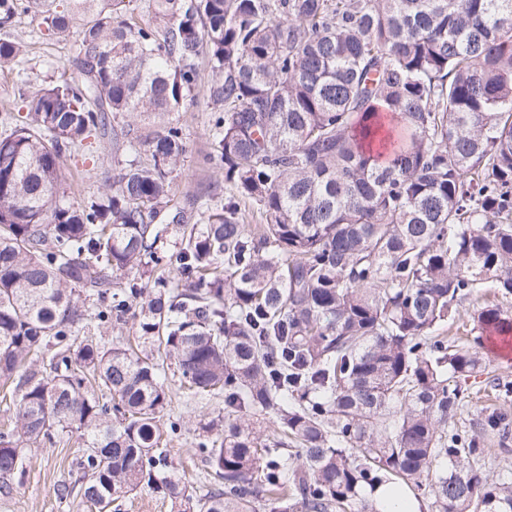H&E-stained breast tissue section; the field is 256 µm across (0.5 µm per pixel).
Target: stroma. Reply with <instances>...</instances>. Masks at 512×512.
I'll list each match as a JSON object with an SVG mask.
<instances>
[{
    "instance_id": "obj_1",
    "label": "stroma",
    "mask_w": 512,
    "mask_h": 512,
    "mask_svg": "<svg viewBox=\"0 0 512 512\" xmlns=\"http://www.w3.org/2000/svg\"><path fill=\"white\" fill-rule=\"evenodd\" d=\"M10 32L21 41L27 53L18 66L0 70V105L8 103V110L0 108V133H7L17 119L26 114L25 100L30 90L67 72L77 77L67 41L47 35L33 15L23 12L12 23ZM211 105L204 95H197L177 112L188 151L173 175L171 184V208L163 212L160 223L170 222L174 210L191 211L192 199L200 191L224 181V172L218 166L207 163L210 151L208 124ZM122 153L105 140L93 145H78L63 158L64 199L70 202H86L100 197L109 186ZM495 301L508 316L512 317V295L494 293L485 288L466 299L461 305L462 318L448 326L444 334L449 341L472 344L475 337L487 336L479 316L488 301ZM482 370L466 381L467 396L459 407L454 422L459 428H470L495 412L512 415V356L506 357L491 347L482 350ZM499 379L503 392H495L488 385L489 379ZM170 409L182 419V431L168 444L171 456L182 464V477L191 487H199L203 466L191 450L202 424L223 416V400L214 399L202 403L188 401L181 390H173ZM85 446L78 433L61 432L53 443L25 453L22 472L15 474L11 494H0V512H91L79 505L76 497L63 498L58 494L60 485L77 488L80 474L76 459Z\"/></svg>"
}]
</instances>
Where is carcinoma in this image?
<instances>
[{
	"instance_id": "cac0c4a2",
	"label": "carcinoma",
	"mask_w": 512,
	"mask_h": 512,
	"mask_svg": "<svg viewBox=\"0 0 512 512\" xmlns=\"http://www.w3.org/2000/svg\"><path fill=\"white\" fill-rule=\"evenodd\" d=\"M21 11L82 78L35 88L0 135V382L18 405L0 492L23 447L75 430L98 512L141 488L177 512H380L388 483L429 512H512L482 432L449 425L480 352L436 335L485 285L512 294V0H0V27ZM25 53L0 35V70ZM201 89L227 202L176 211L172 276L124 281L164 261L155 221L187 151L174 120L134 140L127 118ZM109 134L112 189L61 202L64 154ZM480 321L512 333L495 305ZM94 322L111 342L81 336ZM171 368L191 399H224L192 491L167 451Z\"/></svg>"
}]
</instances>
